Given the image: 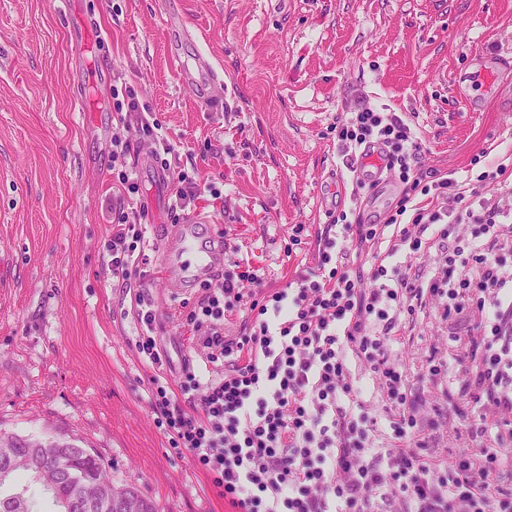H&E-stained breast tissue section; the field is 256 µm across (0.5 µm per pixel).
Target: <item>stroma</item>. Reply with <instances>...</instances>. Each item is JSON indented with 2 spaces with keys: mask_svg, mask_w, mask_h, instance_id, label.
Instances as JSON below:
<instances>
[{
  "mask_svg": "<svg viewBox=\"0 0 512 512\" xmlns=\"http://www.w3.org/2000/svg\"><path fill=\"white\" fill-rule=\"evenodd\" d=\"M101 39L79 49L63 0H0V433L76 440L159 512H229L146 402L133 350L131 292L102 265L111 225L112 119L122 73L194 177L196 213L227 230L228 261L284 285L308 249L297 224L330 223L351 205L326 179L351 181L333 125L370 107L408 120L422 161L476 179L472 159L512 155V84L488 86L478 54L512 46V0H79ZM203 53L222 83L191 97L183 70ZM463 81L481 108L453 94ZM101 108L102 125L85 109ZM147 216L144 249L157 334L174 365L193 357L182 301L162 293L155 240L170 229L155 175L129 159Z\"/></svg>",
  "mask_w": 512,
  "mask_h": 512,
  "instance_id": "obj_1",
  "label": "stroma"
}]
</instances>
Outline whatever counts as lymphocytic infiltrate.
<instances>
[{"instance_id":"1","label":"lymphocytic infiltrate","mask_w":512,"mask_h":512,"mask_svg":"<svg viewBox=\"0 0 512 512\" xmlns=\"http://www.w3.org/2000/svg\"><path fill=\"white\" fill-rule=\"evenodd\" d=\"M112 110L150 138L176 186L173 218L186 219L198 187L172 170L173 147L134 87L122 85ZM336 140L358 188L372 156L399 179L396 205L374 220L339 211L315 229L310 262L284 286L264 285L249 265L201 283L185 321L209 377L190 362L173 367L154 303L136 293L149 407L170 448L190 456L232 512H512L511 169L490 161L460 182L423 164L407 120L370 108L338 118ZM130 153L113 140L103 254L123 288L148 275L136 254L145 212L130 207L140 190ZM235 315L239 328L227 333ZM429 317L444 327L443 348L414 367L408 338ZM459 381L470 390L471 448L449 459L433 441L458 430L434 399Z\"/></svg>"}]
</instances>
